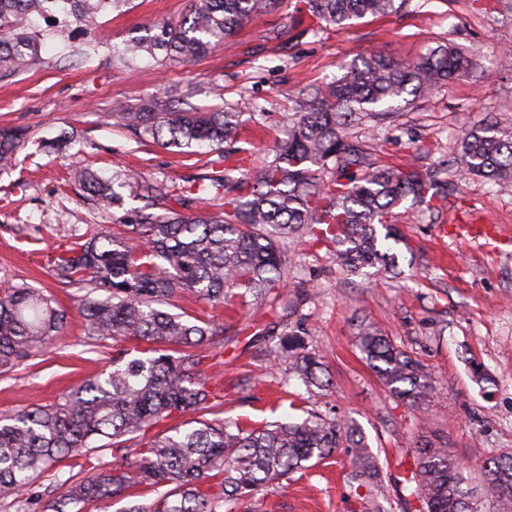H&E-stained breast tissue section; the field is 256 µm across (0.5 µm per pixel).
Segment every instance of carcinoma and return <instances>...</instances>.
<instances>
[{
	"label": "carcinoma",
	"instance_id": "1",
	"mask_svg": "<svg viewBox=\"0 0 512 512\" xmlns=\"http://www.w3.org/2000/svg\"><path fill=\"white\" fill-rule=\"evenodd\" d=\"M131 0H0V74L22 72L39 60L55 28L83 29L108 9ZM313 25L343 29L348 21L397 11L404 0H301ZM276 0H196L178 23L157 22L112 51L124 66L144 54L157 63L188 62L222 44ZM48 22L44 29L39 21ZM100 45L71 42L66 55L88 59ZM474 67L454 46L418 62L381 52L326 89H309L294 104L298 114L273 159L242 168L231 152L203 164L175 193L170 182L117 173L105 181L84 168L75 181L103 208L123 206V190L164 204V212H124L116 230L100 232L60 250L54 275L84 284L81 312L96 341L136 339L140 355L115 361L53 405L37 406L0 424V500L29 512L37 479L60 459L88 455L94 443L139 456L120 470L73 482L51 503L70 512L79 502L125 495L137 485L165 489L153 508L128 512H237L239 501L282 477L312 467L341 443L353 448L351 476L374 479L379 467L364 434L340 418L313 413L300 423L276 422L248 430L203 420L224 405V388L212 383L197 349L224 328L186 312L175 299L224 303L236 288L257 300L288 278L281 243H327L349 274L365 268L393 271L400 243L395 208L445 201L458 181L440 171L382 161L343 130L362 115L389 112L420 98ZM242 113L203 112L189 99L152 97L119 107L112 124L166 149L221 147L234 139ZM24 133L0 129V170L18 162ZM463 174L512 183V127L493 121L468 130L459 144ZM244 170L236 176L234 172ZM52 295L26 284L0 289V370L7 371L47 345L67 324ZM356 345L379 381L399 401L423 404L431 390L425 367L370 324L359 325ZM273 360L289 363L309 394L330 381L322 356L308 348L304 329L281 331ZM196 414L194 425L169 426L174 415ZM484 493L472 486L460 463L440 444L426 441L405 471L408 496L421 512H484L487 501L512 500V450L483 464Z\"/></svg>",
	"mask_w": 512,
	"mask_h": 512
}]
</instances>
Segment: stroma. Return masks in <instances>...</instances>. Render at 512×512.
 <instances>
[{
  "label": "stroma",
  "instance_id": "35a3bbf8",
  "mask_svg": "<svg viewBox=\"0 0 512 512\" xmlns=\"http://www.w3.org/2000/svg\"><path fill=\"white\" fill-rule=\"evenodd\" d=\"M296 0L243 25L230 42L191 62L161 67L143 56L126 68L112 59L147 20L177 22L194 0H134L132 9L99 18L91 30L103 45L90 59L61 56L72 36L56 35L28 70L0 77V127H19L27 140L17 167L0 174V288H43L68 312L64 331L32 356L0 373V419L50 405L85 378L110 369L127 342L88 338L78 311L80 284L59 281L54 256L79 236L109 229L112 214L82 198L70 181L89 167L102 177L132 172L180 183L193 160L152 140L134 139L112 125V109L140 105L151 96L190 97L202 108L240 110L244 125L230 141L246 165L272 159L276 140L295 118L293 102L310 87L339 77L342 65L377 50L416 61L448 44L475 54L476 67L393 112L366 117L348 128L370 152L389 161L409 157L432 168L455 159L456 142L487 120L512 126V0H406L396 14L366 17L351 27L290 40L271 30L293 29ZM69 135L62 155L41 152L44 141ZM397 228L405 245L401 271L349 275L330 246H290L289 281L305 295L293 316L326 357V395L305 397V387L263 349L280 308L274 297L257 306L252 296L224 306L186 302L182 308L223 324L224 334L200 348L228 404L217 421L257 429L300 422L310 413L358 425L383 466L381 482L350 475L347 448L289 474L242 501L238 512H416L399 481L412 464L421 432L447 443L471 465V482L484 459L512 448V187L481 178L461 182L458 193L434 205L403 202ZM373 323L428 369L431 397L422 408L392 397L354 344L360 324ZM118 464L111 449H94L86 466L65 459L38 481L36 512L90 471Z\"/></svg>",
  "mask_w": 512,
  "mask_h": 512
}]
</instances>
